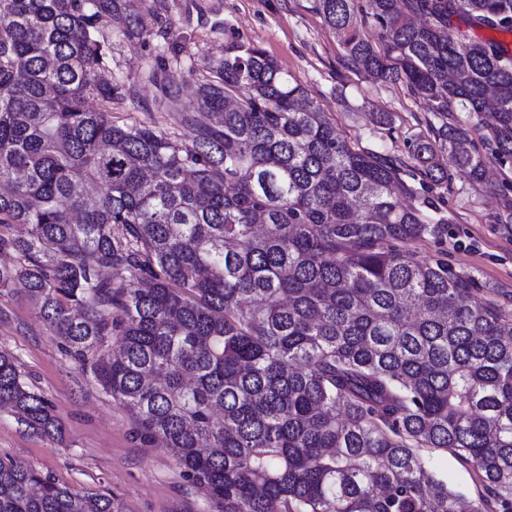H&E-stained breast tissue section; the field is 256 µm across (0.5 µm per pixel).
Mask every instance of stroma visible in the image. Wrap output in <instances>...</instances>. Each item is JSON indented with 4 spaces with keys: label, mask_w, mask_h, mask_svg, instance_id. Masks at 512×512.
Returning <instances> with one entry per match:
<instances>
[{
    "label": "stroma",
    "mask_w": 512,
    "mask_h": 512,
    "mask_svg": "<svg viewBox=\"0 0 512 512\" xmlns=\"http://www.w3.org/2000/svg\"><path fill=\"white\" fill-rule=\"evenodd\" d=\"M138 28L136 36L118 29L107 36L112 78L130 91L113 101V122L169 130L191 142L193 126L159 108L160 91L149 72L173 74L178 102L189 108L206 64L223 56L227 45L260 47L307 89L352 148L399 161L403 204L421 206L428 221L449 217L441 238L415 244L417 258L442 256L452 269L474 276L480 290L471 302L512 294V226L496 221L511 202L495 191L512 182V168L488 164L481 181L423 180L408 154L410 140L436 138L444 122L470 127L469 113L454 108L440 121L406 84L357 71L313 0H139ZM381 112L390 113V125L377 123ZM425 199L431 207H422ZM1 350L15 357L24 381L53 405L64 438L34 436L0 411V458L24 462L80 494L110 495L118 512H211L210 501L183 477L169 449L141 440L133 415L61 353L20 287L0 296ZM430 464L465 500L475 498L471 467L444 451L434 452Z\"/></svg>",
    "instance_id": "1"
}]
</instances>
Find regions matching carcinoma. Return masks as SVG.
Masks as SVG:
<instances>
[{
    "mask_svg": "<svg viewBox=\"0 0 512 512\" xmlns=\"http://www.w3.org/2000/svg\"><path fill=\"white\" fill-rule=\"evenodd\" d=\"M357 2L314 0L356 69L475 118L438 128L446 163L412 141L423 177L512 168V51L448 33L452 14L512 33V0H365L382 53ZM135 17L136 0H0V295L23 284L213 512H460L433 450L472 466L470 512H512V310L466 303L475 279L412 250L449 219L402 204L398 168L351 149L259 47L209 62L191 143L112 122L104 30ZM149 80L179 111L174 76ZM2 406L62 437L1 351ZM0 512L115 506L0 460Z\"/></svg>",
    "mask_w": 512,
    "mask_h": 512,
    "instance_id": "cac0c4a2",
    "label": "carcinoma"
}]
</instances>
